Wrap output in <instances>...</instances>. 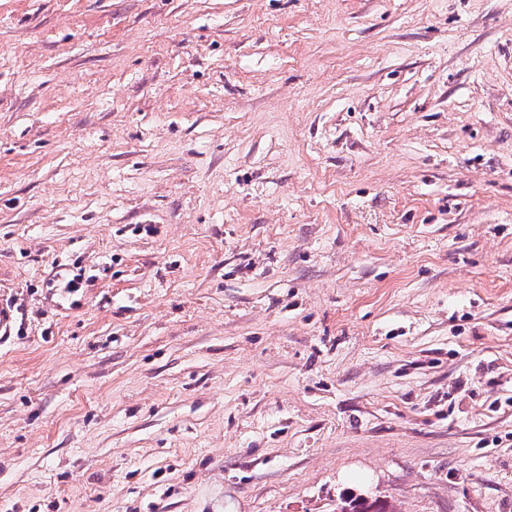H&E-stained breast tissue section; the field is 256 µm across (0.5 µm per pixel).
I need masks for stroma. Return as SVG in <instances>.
I'll list each match as a JSON object with an SVG mask.
<instances>
[{"mask_svg":"<svg viewBox=\"0 0 512 512\" xmlns=\"http://www.w3.org/2000/svg\"><path fill=\"white\" fill-rule=\"evenodd\" d=\"M0 301V512H512V0H0Z\"/></svg>","mask_w":512,"mask_h":512,"instance_id":"1","label":"stroma"}]
</instances>
